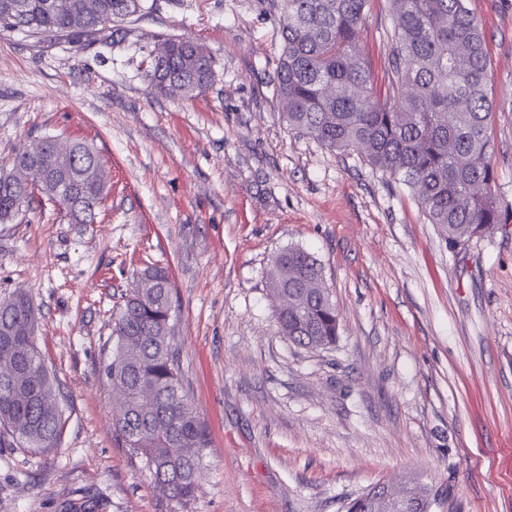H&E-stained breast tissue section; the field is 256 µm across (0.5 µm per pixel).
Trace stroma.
Wrapping results in <instances>:
<instances>
[{
	"label": "stroma",
	"instance_id": "35a3bbf8",
	"mask_svg": "<svg viewBox=\"0 0 512 512\" xmlns=\"http://www.w3.org/2000/svg\"><path fill=\"white\" fill-rule=\"evenodd\" d=\"M495 101L492 192L512 212V0H468ZM387 0L360 43L387 78ZM275 0H142L98 40L0 31V164L42 137L96 150V223L34 197L0 224V298L26 292L56 377V448L0 442V512H346L407 476L430 512H512V223L451 247L408 189L354 152L290 131L273 89ZM194 38L216 61L198 98L154 95L145 59ZM320 263L334 346L283 336L271 261ZM167 269L181 382L210 444L171 500L112 437L100 368L140 271Z\"/></svg>",
	"mask_w": 512,
	"mask_h": 512
}]
</instances>
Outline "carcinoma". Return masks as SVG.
Instances as JSON below:
<instances>
[{"label": "carcinoma", "instance_id": "cac0c4a2", "mask_svg": "<svg viewBox=\"0 0 512 512\" xmlns=\"http://www.w3.org/2000/svg\"><path fill=\"white\" fill-rule=\"evenodd\" d=\"M282 52L276 98L288 127L333 150H356L373 169L408 187L426 219L464 246L505 223L492 193L496 173L488 126L494 98L482 28L466 0H389L388 81L373 86L358 48L368 0H280ZM141 11V0H0V28L87 40ZM146 76L156 94L192 98L210 87L215 62L202 43L164 40ZM31 173L19 182L13 172ZM107 183L85 142H50L37 156L16 151L0 168V224H11L34 193L63 205L73 224H92ZM123 301L102 365L119 393L112 411L118 447L140 458L170 496L189 500L209 436L184 393L170 324L171 286L150 267ZM279 332L312 349L336 343L338 315L321 265L301 248L278 253L269 279ZM36 309L24 293L0 299V440L48 449L63 431L62 410L34 342Z\"/></svg>", "mask_w": 512, "mask_h": 512}]
</instances>
